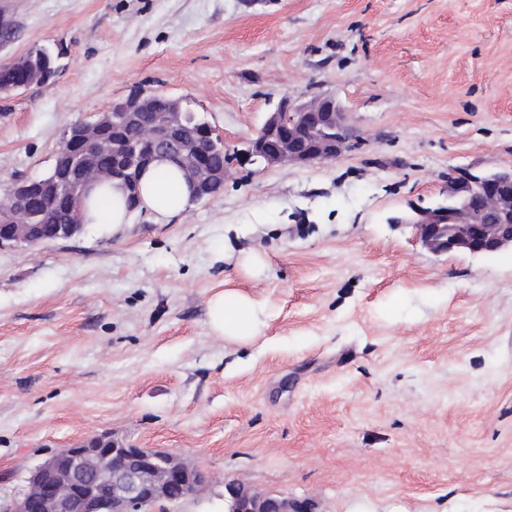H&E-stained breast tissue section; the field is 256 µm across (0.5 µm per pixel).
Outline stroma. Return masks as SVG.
<instances>
[{"instance_id": "1", "label": "stroma", "mask_w": 512, "mask_h": 512, "mask_svg": "<svg viewBox=\"0 0 512 512\" xmlns=\"http://www.w3.org/2000/svg\"><path fill=\"white\" fill-rule=\"evenodd\" d=\"M63 47L0 98V199L131 93L224 136V189L166 224L0 249V503L100 436L316 512H512V251L437 255L412 205L448 171L512 168V0H0V67ZM334 99L350 146L247 153L283 97ZM255 252L263 272L245 275ZM264 308L252 342L208 302ZM260 310L259 304L251 297L235 290H225L209 300V326L215 336L249 342L258 335Z\"/></svg>"}]
</instances>
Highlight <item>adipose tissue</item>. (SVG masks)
<instances>
[{"mask_svg": "<svg viewBox=\"0 0 512 512\" xmlns=\"http://www.w3.org/2000/svg\"><path fill=\"white\" fill-rule=\"evenodd\" d=\"M190 188L182 171L166 161L151 164L140 180L139 208L158 224L169 223L189 203ZM83 219L88 224H108L120 230L128 223L125 194L111 182H103L93 192ZM259 304L235 290H227L210 298L209 326L214 335L235 342H248L259 330Z\"/></svg>", "mask_w": 512, "mask_h": 512, "instance_id": "adipose-tissue-1", "label": "adipose tissue"}]
</instances>
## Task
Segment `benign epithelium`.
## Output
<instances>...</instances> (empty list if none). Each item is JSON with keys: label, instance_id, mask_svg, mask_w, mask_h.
Segmentation results:
<instances>
[{"label": "benign epithelium", "instance_id": "7a95c632", "mask_svg": "<svg viewBox=\"0 0 512 512\" xmlns=\"http://www.w3.org/2000/svg\"><path fill=\"white\" fill-rule=\"evenodd\" d=\"M35 50L14 67L27 75L25 83L0 87V95H11L42 81L33 63ZM153 101L133 94L103 112L93 122L78 123L64 135L61 151L72 153L81 165L80 176L64 181L55 176L21 179L9 190V201L0 205V223L12 226L11 242L39 243L41 227L30 224L21 201L29 192L61 199L67 211L64 227L70 235L82 228L81 207L94 185L104 179L120 181L129 196L135 195L136 178L121 169L112 174L96 169L90 160L98 153L123 151L125 145L110 137L115 112L137 120ZM171 111L156 120L150 143L135 153V163L145 167L162 158L179 164L191 184V201L217 194L224 186V172L209 168L204 159L214 146V130L208 123L189 126L180 119V101L167 100ZM349 135L344 115L335 101L322 98L296 105L283 98L269 113L251 144L250 162L311 165L339 156L347 148ZM446 202L415 208L416 226L423 245L435 254L463 252L495 255L512 249V169L488 174L450 170L445 187ZM109 448H96L87 441L52 453L27 478L22 496L4 506V512H32L31 502L40 501V512H143L168 499V484L179 480L188 494H195L206 477L177 456L163 452L145 454L144 449L101 436ZM224 512H313L306 499L264 496L240 484L224 485Z\"/></svg>", "mask_w": 512, "mask_h": 512}]
</instances>
